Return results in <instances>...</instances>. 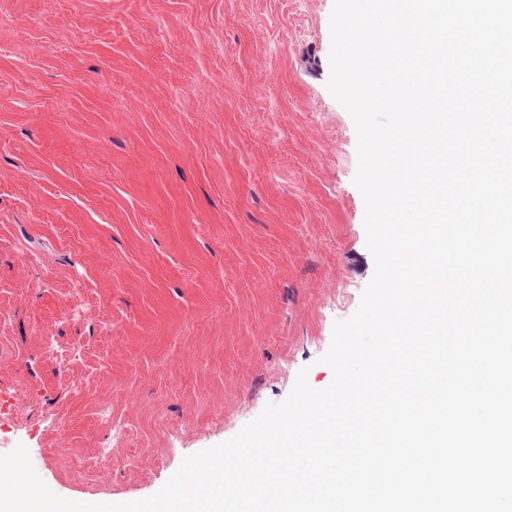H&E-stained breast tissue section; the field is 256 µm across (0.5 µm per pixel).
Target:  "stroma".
<instances>
[{
    "instance_id": "obj_1",
    "label": "stroma",
    "mask_w": 512,
    "mask_h": 512,
    "mask_svg": "<svg viewBox=\"0 0 512 512\" xmlns=\"http://www.w3.org/2000/svg\"><path fill=\"white\" fill-rule=\"evenodd\" d=\"M333 5L0 0V454L55 494L152 496L332 383L374 273Z\"/></svg>"
}]
</instances>
